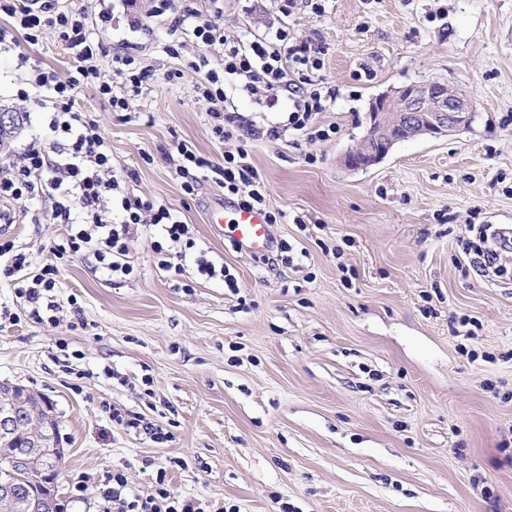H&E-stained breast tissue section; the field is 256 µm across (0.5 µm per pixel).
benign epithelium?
<instances>
[{"instance_id": "7a95c632", "label": "benign epithelium", "mask_w": 512, "mask_h": 512, "mask_svg": "<svg viewBox=\"0 0 512 512\" xmlns=\"http://www.w3.org/2000/svg\"><path fill=\"white\" fill-rule=\"evenodd\" d=\"M473 105L466 95L438 81L410 83L393 95H380L366 115V134L359 145L344 156L349 170H365L381 161L400 142L421 136L447 137L470 125ZM0 391V435L21 439L30 445L29 462L41 466L45 448L43 433L53 416L41 404ZM23 500L25 512H41L42 494L21 490L19 477L11 465L0 468V509L10 512Z\"/></svg>"}]
</instances>
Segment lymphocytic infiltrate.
Returning <instances> with one entry per match:
<instances>
[{
    "label": "lymphocytic infiltrate",
    "instance_id": "1",
    "mask_svg": "<svg viewBox=\"0 0 512 512\" xmlns=\"http://www.w3.org/2000/svg\"><path fill=\"white\" fill-rule=\"evenodd\" d=\"M129 9L133 0H98L97 24H90L84 10L61 9L59 0H0V14L12 20L11 26H0V55L16 59L17 69L24 75L16 91L18 100L31 107L46 110L48 132L25 144L18 159L0 157V223L12 224L16 215L27 211L34 199L49 201L44 212L29 213L34 224L49 222L65 227L64 235L54 241L49 251L51 259L38 273L28 270V255L14 239L0 236V257L9 256L8 265L0 274L14 279L17 294L23 299L22 313L5 312L9 322L29 318L40 322L46 313L59 309L54 296L59 287L60 269L67 262L93 253L106 270L125 276L134 266L130 259L129 242L138 225L159 226L163 243L155 244L163 268L174 269L176 261L184 260L195 246L189 227L166 202L141 199L125 193L123 177L112 165L109 141L98 133L94 122L85 120L77 108V97L87 86L95 87L99 96L107 99L113 111L122 112L130 98L139 96L150 74L141 68L131 45L121 44L108 51L95 31L109 30L115 6ZM198 11L191 0H155L150 16L133 18V29L151 34V20L163 17L171 32L189 31L194 39L206 45L222 44L221 63L210 64L200 59L194 68L201 74L195 95L206 105L216 137H229L228 123L233 115L227 106L225 80H233L243 90L265 89L271 94L287 92L292 102L285 126L270 127L271 138H281L285 130L316 134L319 139L329 136L327 130L316 129L315 120L325 109V99L319 90H307L289 80L290 69L321 70L323 60L317 47L277 31L274 39L257 40L249 45L224 36L218 28L197 23ZM57 30L58 37L73 60L71 69L59 72L41 66L25 53V46L38 44L43 27ZM112 56L111 72L95 65L97 56ZM121 76L120 85H113V76ZM215 181L239 204L265 209L266 188L258 174L242 159L225 155L223 163L213 165ZM120 210V221H113V210ZM472 239L462 244L465 254L471 255L483 269L495 268L501 253L512 250V234L490 224L472 225ZM166 471L158 469L156 485L151 494L127 497L128 481L124 473L106 477L98 493L112 512H204L196 498L172 497L165 486Z\"/></svg>",
    "mask_w": 512,
    "mask_h": 512
}]
</instances>
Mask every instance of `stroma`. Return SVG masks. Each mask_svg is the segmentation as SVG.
<instances>
[{"label":"stroma","mask_w":512,"mask_h":512,"mask_svg":"<svg viewBox=\"0 0 512 512\" xmlns=\"http://www.w3.org/2000/svg\"><path fill=\"white\" fill-rule=\"evenodd\" d=\"M202 21L244 42L281 28L322 50L312 80L329 93L319 128L329 139L268 128L286 120L280 94L233 92L238 124L261 136L214 138L194 95L191 61L222 45L186 38L179 58L165 18L133 32L115 13L105 43L136 45L152 78L126 113L94 88L79 106L112 145L129 193L161 199L189 224L197 251L229 267L198 276L158 267L152 225L129 244L132 275L64 266L57 322L0 325V382L44 394L65 457L57 500L66 512H101L78 478L123 472L128 495L150 494L158 468L172 496L208 512H512V277L484 273L462 252L473 224L512 226V0H197ZM440 81L469 95V127L396 144L378 164L349 170L372 100L411 82ZM191 143L210 163L238 148L283 211L275 240L289 264L235 249L205 218L224 191L202 178L184 195L170 155ZM312 226L303 232L295 217ZM59 224L18 221L30 270L50 259ZM475 337L458 336L459 317ZM495 354L469 361L461 344ZM161 426L167 441L124 428L112 411Z\"/></svg>","instance_id":"stroma-1"}]
</instances>
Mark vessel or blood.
Masks as SVG:
<instances>
[{
  "instance_id": "b4317fda",
  "label": "vessel or blood",
  "mask_w": 512,
  "mask_h": 512,
  "mask_svg": "<svg viewBox=\"0 0 512 512\" xmlns=\"http://www.w3.org/2000/svg\"><path fill=\"white\" fill-rule=\"evenodd\" d=\"M206 219L217 236L231 238L242 249L260 255L270 249V226L261 211L219 201L209 208Z\"/></svg>"
}]
</instances>
